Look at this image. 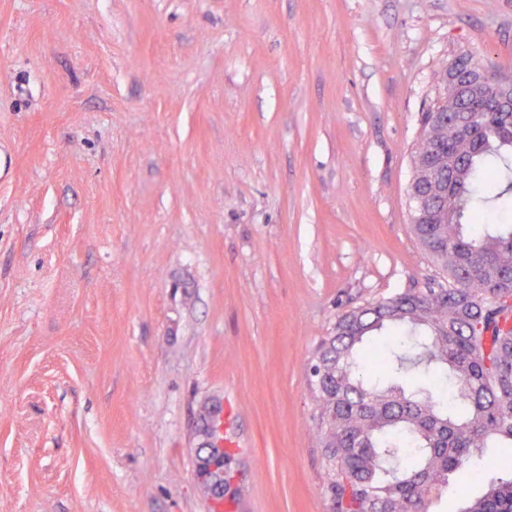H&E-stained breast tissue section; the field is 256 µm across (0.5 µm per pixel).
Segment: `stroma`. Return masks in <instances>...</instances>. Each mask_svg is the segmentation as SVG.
<instances>
[{"mask_svg": "<svg viewBox=\"0 0 512 512\" xmlns=\"http://www.w3.org/2000/svg\"><path fill=\"white\" fill-rule=\"evenodd\" d=\"M512 0H0V512H333L308 364L437 271L435 74Z\"/></svg>", "mask_w": 512, "mask_h": 512, "instance_id": "1", "label": "stroma"}]
</instances>
